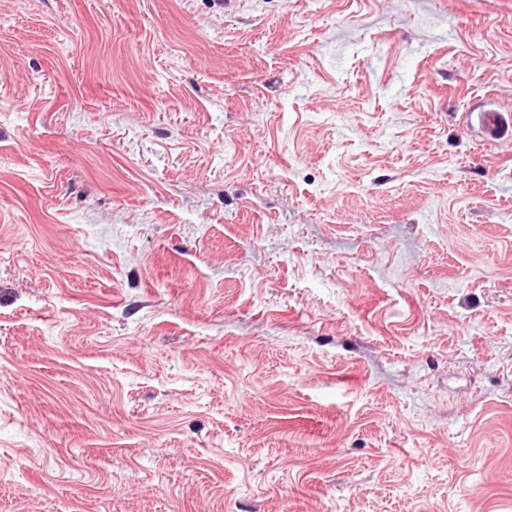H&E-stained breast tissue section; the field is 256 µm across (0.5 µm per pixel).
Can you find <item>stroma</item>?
Segmentation results:
<instances>
[{
	"instance_id": "1",
	"label": "stroma",
	"mask_w": 512,
	"mask_h": 512,
	"mask_svg": "<svg viewBox=\"0 0 512 512\" xmlns=\"http://www.w3.org/2000/svg\"><path fill=\"white\" fill-rule=\"evenodd\" d=\"M512 0H0V512H512ZM469 121L477 126L482 137L488 142H496L511 138L512 113L488 110L484 112H471Z\"/></svg>"
}]
</instances>
